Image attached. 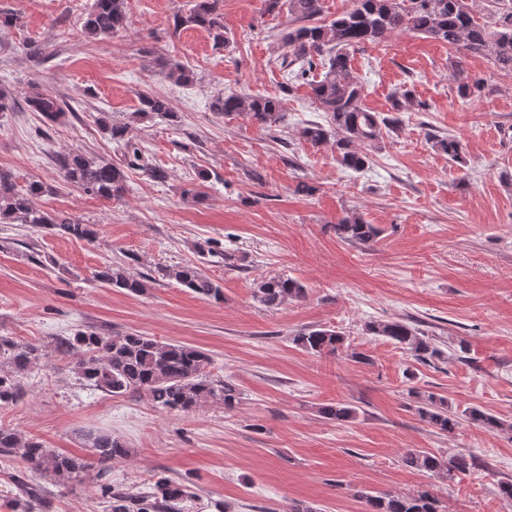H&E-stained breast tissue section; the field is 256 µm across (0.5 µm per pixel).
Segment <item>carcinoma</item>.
Returning a JSON list of instances; mask_svg holds the SVG:
<instances>
[{
  "instance_id": "cac0c4a2",
  "label": "carcinoma",
  "mask_w": 512,
  "mask_h": 512,
  "mask_svg": "<svg viewBox=\"0 0 512 512\" xmlns=\"http://www.w3.org/2000/svg\"><path fill=\"white\" fill-rule=\"evenodd\" d=\"M351 7L328 23L320 21L322 0H267V12L275 14L282 8L300 25L281 36L288 48L277 58L280 69L290 81H296L314 68L322 67L319 79L310 82L312 99L325 113L324 121H313L301 128L300 137L312 146L330 145L336 164L345 170L360 172L370 168L372 151L379 148L384 132L398 129V112L414 105L411 90L395 96L394 112L383 115L364 105L365 85L354 73L351 54L357 48L378 44L397 31H408L448 44L460 51L451 62L452 77L458 96L464 100L482 94L487 86L484 78L469 75L462 58L484 56L501 72L512 73V0H486L482 15L473 9V0H350ZM219 0H195L184 14L174 18L175 27H197L206 30L217 45H228ZM126 0H92L84 22L87 37L107 38L127 28ZM162 74L175 84L191 80L190 71L173 60L162 64ZM141 111L173 120L168 102L157 96L144 95ZM33 111L49 120L63 112L59 100L49 91L29 99ZM214 110L226 117L246 118L261 129L284 124L287 116L282 99L260 95L228 94L217 98ZM112 139L125 142L127 165L144 171L152 181L163 183L167 173L160 167L145 163L139 145L129 137V125L105 124ZM434 147L448 155L453 163H463L464 147L454 136L435 138ZM64 181L90 195L112 199L121 195L125 174L110 162L86 157L75 151L57 158ZM54 193L51 185L31 181L24 186L13 176L0 170V222L18 221L47 233H58L79 240L93 241L98 230L66 215H51L35 206V199ZM336 236L343 241L370 244L379 229L361 215L352 213L334 225ZM162 278L182 288L217 302L224 300L223 287L203 274L193 263L165 266L158 269ZM100 283L132 295H143L152 279L133 275L123 264H108L95 274ZM307 289L296 279L272 275L257 283L256 300L278 308L290 301L306 297ZM366 334L383 337L409 351L416 360L428 362L441 357L436 339L404 320L370 321ZM292 344L312 355L334 353L344 344L340 332L328 326L299 330ZM56 353L76 359L79 378L90 386L114 397H137L148 400L153 407L166 411H191L206 403H215L231 410L238 402L234 385L217 380L206 371L210 356L189 345L160 341L144 334L103 335L95 331L77 330L71 336H60L53 344ZM43 356L39 348L0 336V406L19 400L26 391L24 379ZM408 395L414 398L415 412L435 432L452 434L461 419L489 432H512V423L472 406L456 412L448 400L433 393H424L412 386ZM325 419L350 422L357 410L346 403L319 408ZM93 460L61 454L47 448L34 437L0 426V455L19 459L23 467L13 469L10 482L15 493L0 504L9 512H52L55 492L47 484L59 486L81 481L92 466L97 468L99 498L109 512H190L188 503L195 498L192 487L181 481L155 476L149 490L141 492L112 483V461L128 454L126 445L108 434L91 437ZM401 461L408 468L425 472L444 471L448 479L478 466L472 456L456 455L448 459L418 449L406 450ZM365 512H438V501L428 490L413 494L391 492L372 495L362 492Z\"/></svg>"
}]
</instances>
